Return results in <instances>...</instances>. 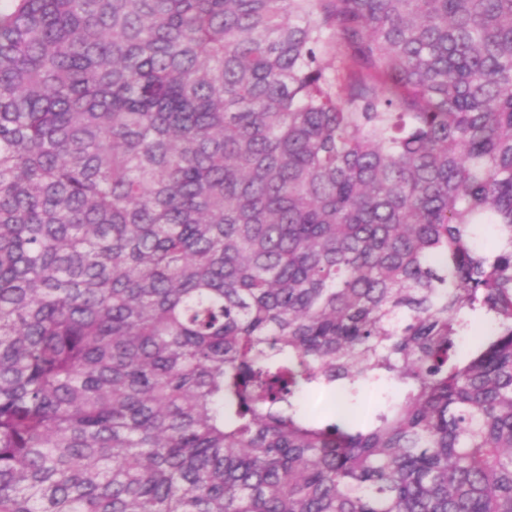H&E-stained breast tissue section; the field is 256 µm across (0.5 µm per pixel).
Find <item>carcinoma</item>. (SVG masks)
<instances>
[{"instance_id": "cac0c4a2", "label": "carcinoma", "mask_w": 512, "mask_h": 512, "mask_svg": "<svg viewBox=\"0 0 512 512\" xmlns=\"http://www.w3.org/2000/svg\"><path fill=\"white\" fill-rule=\"evenodd\" d=\"M0 512H512V0H0Z\"/></svg>"}]
</instances>
